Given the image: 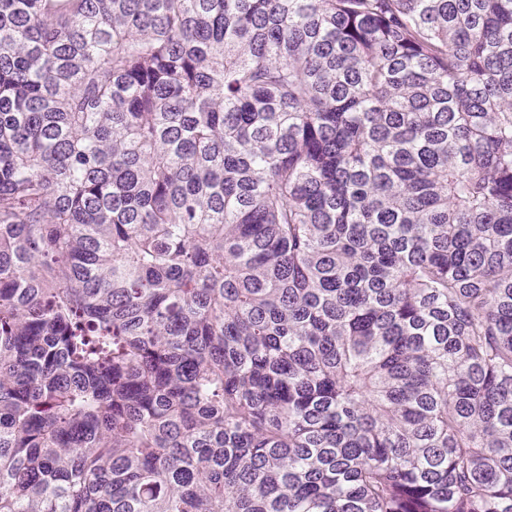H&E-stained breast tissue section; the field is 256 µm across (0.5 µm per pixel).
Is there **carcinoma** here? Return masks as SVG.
I'll use <instances>...</instances> for the list:
<instances>
[{"label": "carcinoma", "instance_id": "obj_1", "mask_svg": "<svg viewBox=\"0 0 512 512\" xmlns=\"http://www.w3.org/2000/svg\"><path fill=\"white\" fill-rule=\"evenodd\" d=\"M0 512H512V0H0Z\"/></svg>", "mask_w": 512, "mask_h": 512}]
</instances>
